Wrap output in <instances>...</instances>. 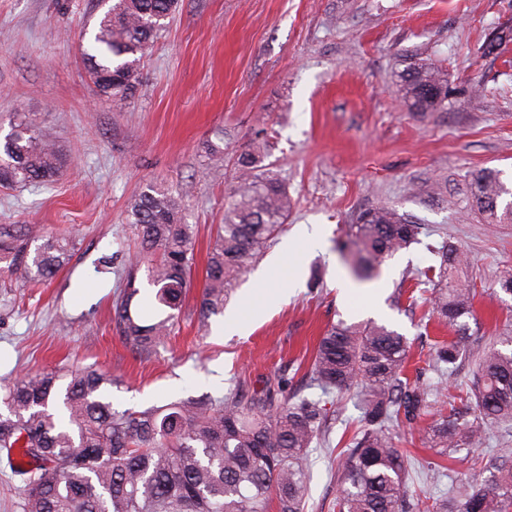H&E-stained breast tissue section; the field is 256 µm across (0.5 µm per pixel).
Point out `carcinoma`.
Masks as SVG:
<instances>
[{
  "label": "carcinoma",
  "instance_id": "carcinoma-1",
  "mask_svg": "<svg viewBox=\"0 0 512 512\" xmlns=\"http://www.w3.org/2000/svg\"><path fill=\"white\" fill-rule=\"evenodd\" d=\"M177 0H116L98 18L82 46L84 68L100 95L127 99L139 85L145 48L165 27ZM400 95L412 112H435L448 98L441 70L412 62L400 74ZM0 163L11 185L47 184L62 156L50 131L26 114L0 142ZM224 223L207 255L199 303L200 323L224 311L233 283L260 259L283 231L291 210L288 189L263 168L258 143L238 154ZM472 207L489 224H512V195L493 170L471 175ZM182 199L161 188L134 196L128 217L139 239L113 321L137 354H148L173 332L192 284L195 227L182 222ZM418 235V224L379 205L349 225L350 270L360 282ZM40 244L34 252L28 240ZM7 270L33 282L53 279L68 263V239L33 226H0V254ZM438 265L424 273L432 316L457 337L436 348L437 369L456 367L460 342L477 321V289L461 276V253L444 242ZM156 288L149 309L140 307L139 273ZM503 348L476 344L468 352L472 376L457 399L473 418L447 403L440 382L407 373L406 336L385 324L338 321L321 336L307 376L324 395L356 391L360 419L339 454L336 512H512V457L492 454L476 477L448 496L410 502L406 481L417 469L425 478L446 470L445 461L479 445L488 430L512 421V336ZM117 378L97 367L27 374L0 388L8 416H0V451L21 457L22 512H304L309 448L326 435L328 415L318 400L288 395L269 385L248 396L180 400L142 411H119L109 388ZM433 412L426 430L435 460H419L396 446L392 431Z\"/></svg>",
  "mask_w": 512,
  "mask_h": 512
}]
</instances>
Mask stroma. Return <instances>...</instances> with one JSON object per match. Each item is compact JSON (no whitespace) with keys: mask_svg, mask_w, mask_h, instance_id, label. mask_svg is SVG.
<instances>
[{"mask_svg":"<svg viewBox=\"0 0 512 512\" xmlns=\"http://www.w3.org/2000/svg\"><path fill=\"white\" fill-rule=\"evenodd\" d=\"M98 0H0V138L14 114L50 128L67 163L48 187H0V225L70 235L73 257L51 283L23 281L0 261V385L30 372L96 366L119 380L118 410L220 399L287 378L319 398L305 373L324 330L340 320L388 322L428 367L451 338L415 290L433 249L454 243L478 290L479 333L512 336V300L487 294L512 267V224H488L469 206L473 172L512 184V0H178L140 62L132 98L99 95L80 58ZM441 68L448 100L408 111L397 91L410 59ZM258 139L294 206L292 246L254 263L223 314L197 315L205 258L235 156ZM224 151L221 167L200 152ZM154 186L183 192L195 225L192 286L174 332L135 355L111 316L138 240L131 196ZM409 215L420 233L379 279L357 282L345 230L371 206ZM317 226L318 239L294 236ZM328 438L309 452L305 512H333L336 458L353 398L331 400Z\"/></svg>","mask_w":512,"mask_h":512,"instance_id":"1","label":"stroma"}]
</instances>
